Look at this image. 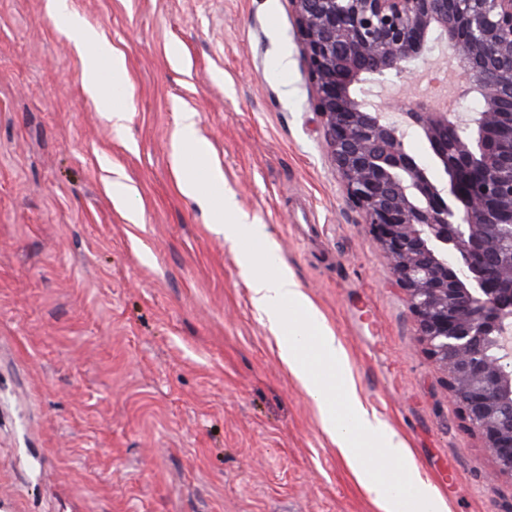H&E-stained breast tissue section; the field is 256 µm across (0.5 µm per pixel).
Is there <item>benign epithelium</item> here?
Returning <instances> with one entry per match:
<instances>
[{
	"instance_id": "1",
	"label": "benign epithelium",
	"mask_w": 512,
	"mask_h": 512,
	"mask_svg": "<svg viewBox=\"0 0 512 512\" xmlns=\"http://www.w3.org/2000/svg\"><path fill=\"white\" fill-rule=\"evenodd\" d=\"M312 108L450 397L512 478V0H290ZM439 49L473 111L373 87ZM424 138L432 164L408 148ZM442 178L432 177L430 166Z\"/></svg>"
}]
</instances>
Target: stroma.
<instances>
[{
  "instance_id": "stroma-1",
  "label": "stroma",
  "mask_w": 512,
  "mask_h": 512,
  "mask_svg": "<svg viewBox=\"0 0 512 512\" xmlns=\"http://www.w3.org/2000/svg\"><path fill=\"white\" fill-rule=\"evenodd\" d=\"M47 4L0 0V512H381L179 187L186 110L447 512H512L328 157L289 0ZM74 15L124 58L119 122ZM74 28L78 32L77 48L83 55L88 56V63L83 71L82 81L88 94L94 98L99 107V112H104L109 120L117 117L121 119V113L116 112L112 105V92L98 67V60L104 57H112V87L114 88L117 77L122 75L123 60L114 48L90 34L81 31L78 19L74 21ZM113 112V113H112Z\"/></svg>"
}]
</instances>
